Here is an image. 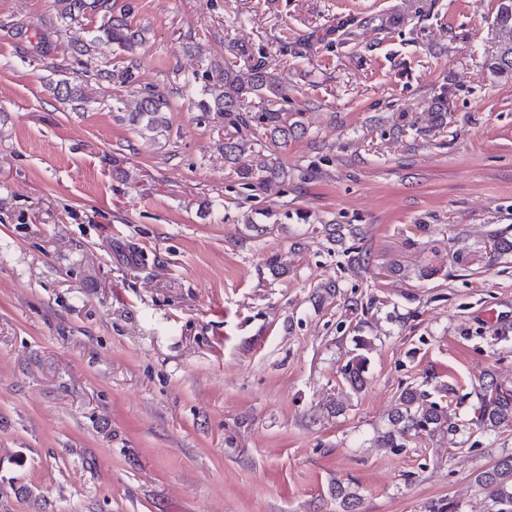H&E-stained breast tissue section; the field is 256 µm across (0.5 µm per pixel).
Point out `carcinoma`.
Segmentation results:
<instances>
[{"mask_svg": "<svg viewBox=\"0 0 512 512\" xmlns=\"http://www.w3.org/2000/svg\"><path fill=\"white\" fill-rule=\"evenodd\" d=\"M57 2L56 21L60 25L79 23L88 16L100 17V25L82 44L87 51L100 44H108L132 54L143 42L142 31L129 21L133 11L130 2L117 13L112 11V0ZM495 24L512 33V0H500ZM490 69L499 74L512 72V45L502 48L491 59ZM97 78L121 87L136 80L131 65L103 69ZM51 91L56 98L65 101L71 111L79 112L85 108V91L67 78L56 80ZM252 97L259 100L261 109L251 115L244 111L243 105ZM284 99L286 95L281 85L261 64L251 68V79L247 84L240 81L233 66L216 64L205 75L204 84L195 88L194 106L201 112L213 113L224 119V125L229 128L230 134L224 141V159L234 165L236 174L249 186L254 180L262 182L278 178L282 170L273 165L266 154L246 153L247 142L261 138L273 148H282L290 137L303 130L298 120L288 123V113L281 107ZM171 107L169 96L151 87L138 91L130 105L121 97L115 99V109L122 113V119L141 131L157 135L168 129L167 112ZM366 373L367 358L360 354L344 367L343 378L352 388L360 389L365 385ZM484 390L473 424L488 431L511 427L512 393L492 381L484 384ZM390 425L388 431L378 436L383 448H405L410 436L429 435L441 428L455 432L458 427L448 415V407L435 400L433 394L414 386L402 390ZM475 481L488 491L494 512H512V455L496 460L491 467L476 475Z\"/></svg>", "mask_w": 512, "mask_h": 512, "instance_id": "cac0c4a2", "label": "carcinoma"}]
</instances>
